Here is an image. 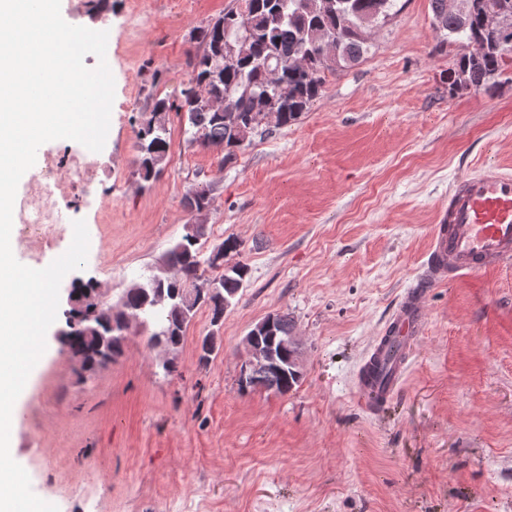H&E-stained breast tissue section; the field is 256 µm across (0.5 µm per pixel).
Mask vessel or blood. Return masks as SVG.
Wrapping results in <instances>:
<instances>
[{
	"mask_svg": "<svg viewBox=\"0 0 512 512\" xmlns=\"http://www.w3.org/2000/svg\"><path fill=\"white\" fill-rule=\"evenodd\" d=\"M432 239L416 284L405 291L359 369L355 399L368 412L384 407L399 392L425 327L428 289L512 260V173L484 163L456 180L438 212Z\"/></svg>",
	"mask_w": 512,
	"mask_h": 512,
	"instance_id": "obj_1",
	"label": "vessel or blood"
}]
</instances>
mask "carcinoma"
<instances>
[{
	"label": "carcinoma",
	"instance_id": "obj_1",
	"mask_svg": "<svg viewBox=\"0 0 512 512\" xmlns=\"http://www.w3.org/2000/svg\"><path fill=\"white\" fill-rule=\"evenodd\" d=\"M464 1L471 8L463 12L448 9V0H430L443 46L486 38L485 10L498 3L512 18V0H458ZM394 6L395 0H244V10L231 9L209 22L188 54V78L178 103L154 97L134 118L137 174L147 182L162 171L173 111L187 125L188 146L219 147L226 162L260 127L294 124L322 93L327 73L363 58L368 27L391 16ZM511 56L512 22L480 56L457 54L454 67L485 87ZM212 192L210 183L196 185L183 198L184 206H195L200 224L207 222ZM159 270L145 284L131 283L110 306L100 305L94 280L75 282L73 289L88 298L83 308L66 314L69 352L81 360V369L111 363L121 355L126 336L151 323L150 346L164 354L165 372L176 371L175 354L197 310L207 308L211 325L220 327L247 275L239 262L222 269L212 257L201 258L199 239L187 229L162 256ZM276 317L275 332H258L257 346L278 355L284 372L274 392L286 394L301 380L292 371L295 347L288 344L295 326L286 313Z\"/></svg>",
	"mask_w": 512,
	"mask_h": 512
}]
</instances>
